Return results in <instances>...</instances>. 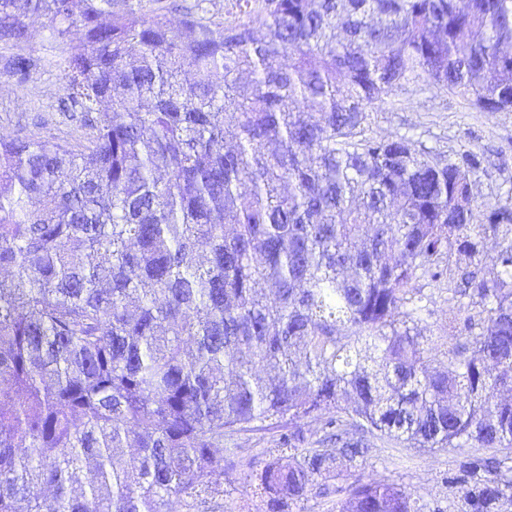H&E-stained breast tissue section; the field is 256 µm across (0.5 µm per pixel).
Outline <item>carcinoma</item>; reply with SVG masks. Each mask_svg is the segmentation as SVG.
<instances>
[{
    "label": "carcinoma",
    "mask_w": 512,
    "mask_h": 512,
    "mask_svg": "<svg viewBox=\"0 0 512 512\" xmlns=\"http://www.w3.org/2000/svg\"><path fill=\"white\" fill-rule=\"evenodd\" d=\"M205 2L176 29L145 0H0V41L47 21L92 130L0 138V512H169L219 490L224 437L285 418L267 512L374 438L459 449L448 512H512V460L467 452L512 448V201L478 211L473 151L368 135L410 85L512 112V0ZM336 512L426 505L358 477ZM434 292V304L431 306L434 314L428 319L426 334L441 336V342H448V309L457 308L455 304H448V290H432ZM430 331V332H429Z\"/></svg>",
    "instance_id": "obj_1"
}]
</instances>
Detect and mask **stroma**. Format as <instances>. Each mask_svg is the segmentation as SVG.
Here are the masks:
<instances>
[{
  "instance_id": "1",
  "label": "stroma",
  "mask_w": 512,
  "mask_h": 512,
  "mask_svg": "<svg viewBox=\"0 0 512 512\" xmlns=\"http://www.w3.org/2000/svg\"><path fill=\"white\" fill-rule=\"evenodd\" d=\"M25 55L34 67L26 80L9 71L12 58ZM63 79L57 43L47 24L37 26L33 40L21 45L0 42V137L50 140L79 149L91 131L60 112ZM374 137L405 135L445 155L469 149L483 159L473 177L477 202H497L512 197V112H478L457 97L435 87H408L397 92L371 114ZM287 426L246 432L226 441L224 453L234 454L236 468L224 475L223 490L195 505L172 499L171 512H265V504L247 477L263 462L280 457ZM456 450L420 453L396 444H379L361 469L340 466L330 481V493L311 488L295 512H336V503L355 476L393 482L412 497L428 504L445 505L449 495L442 478L456 458Z\"/></svg>"
}]
</instances>
